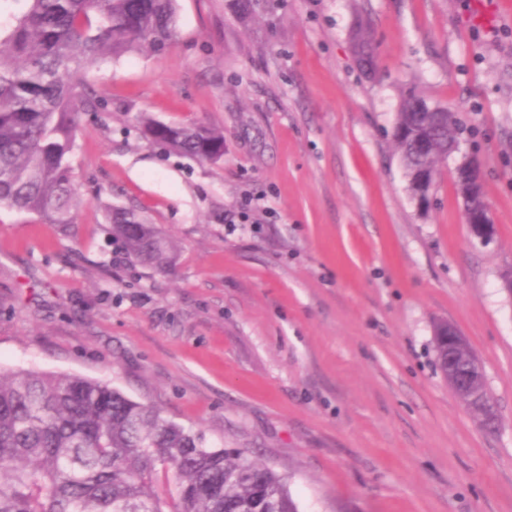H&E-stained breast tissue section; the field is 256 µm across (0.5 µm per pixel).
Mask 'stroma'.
<instances>
[{
  "label": "stroma",
  "instance_id": "35a3bbf8",
  "mask_svg": "<svg viewBox=\"0 0 512 512\" xmlns=\"http://www.w3.org/2000/svg\"><path fill=\"white\" fill-rule=\"evenodd\" d=\"M473 2L178 0L166 50L90 67L70 232L0 210V366L108 382L285 474L300 512H512V22L474 23ZM411 88L469 129L425 210L392 137ZM139 112L223 131V158L150 143ZM472 153L488 241L453 180ZM112 207L173 242L170 271L128 258ZM441 320L480 357L496 429L442 377ZM466 224H469L472 234L479 239H489L495 234L493 226L484 210H473L465 214Z\"/></svg>",
  "mask_w": 512,
  "mask_h": 512
}]
</instances>
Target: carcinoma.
<instances>
[{
    "label": "carcinoma",
    "mask_w": 512,
    "mask_h": 512,
    "mask_svg": "<svg viewBox=\"0 0 512 512\" xmlns=\"http://www.w3.org/2000/svg\"><path fill=\"white\" fill-rule=\"evenodd\" d=\"M176 0H0V208L35 215L64 234L75 224L70 156L78 117L97 100L83 72L176 35ZM154 143L199 161L224 155L206 126L137 118ZM466 128L409 92L393 139L413 196ZM112 236L156 272L171 241L131 210H110ZM439 369L464 384L471 348L436 346ZM164 471H159V468ZM0 512H299L286 475L244 452L208 448L109 383L68 373L0 371Z\"/></svg>",
    "instance_id": "carcinoma-1"
}]
</instances>
